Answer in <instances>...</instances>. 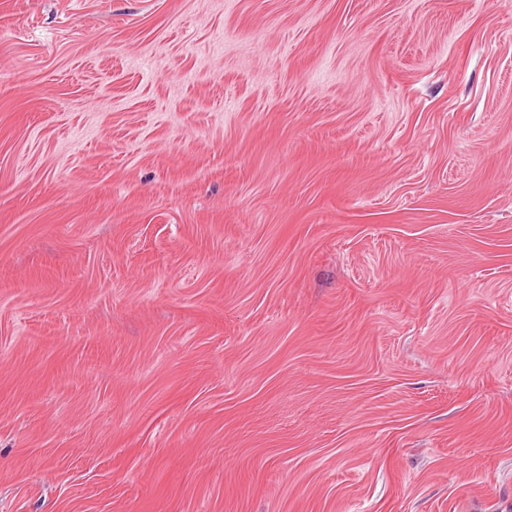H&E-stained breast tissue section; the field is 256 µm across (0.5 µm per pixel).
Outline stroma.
Masks as SVG:
<instances>
[{"instance_id": "1", "label": "stroma", "mask_w": 512, "mask_h": 512, "mask_svg": "<svg viewBox=\"0 0 512 512\" xmlns=\"http://www.w3.org/2000/svg\"><path fill=\"white\" fill-rule=\"evenodd\" d=\"M0 512H512V0H0Z\"/></svg>"}]
</instances>
